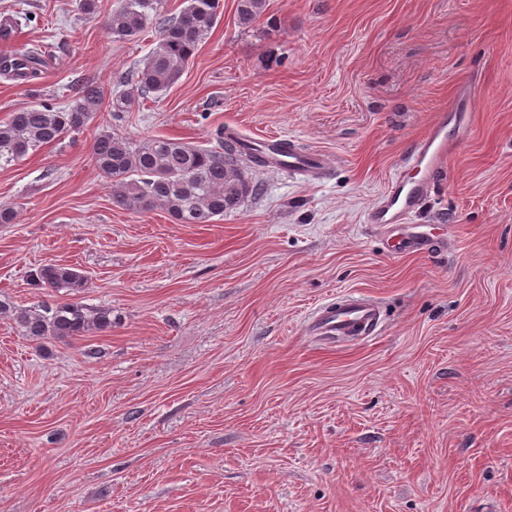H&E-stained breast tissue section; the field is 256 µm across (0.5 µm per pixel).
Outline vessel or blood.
<instances>
[{
  "label": "vessel or blood",
  "mask_w": 512,
  "mask_h": 512,
  "mask_svg": "<svg viewBox=\"0 0 512 512\" xmlns=\"http://www.w3.org/2000/svg\"><path fill=\"white\" fill-rule=\"evenodd\" d=\"M276 137H267L272 162H286L297 175L315 177L324 173L328 163L322 153L291 147L287 157L275 152ZM460 146L448 133L447 113H438L428 131L415 143L408 159L407 173H396L385 191L367 210L366 224L382 235L392 253H422L439 240L433 225L415 223L414 218L431 195L434 177ZM380 324L379 304L364 296H343L317 309L308 324L310 335L325 344L365 340L376 335Z\"/></svg>",
  "instance_id": "b4317fda"
}]
</instances>
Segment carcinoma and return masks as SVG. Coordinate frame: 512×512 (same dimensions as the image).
Masks as SVG:
<instances>
[{"mask_svg": "<svg viewBox=\"0 0 512 512\" xmlns=\"http://www.w3.org/2000/svg\"><path fill=\"white\" fill-rule=\"evenodd\" d=\"M172 15L165 0H121L105 18V26L119 40H133L147 27L157 40L125 88L104 99L92 82L71 87L69 103L48 101L11 112L0 120V166L12 165L68 134L82 131L101 107L114 114L128 112L139 99L158 95L178 83L199 46L221 18V0H186ZM266 0H237L236 17L243 27L261 16ZM41 49L18 44L0 56V71L29 80L39 76ZM218 148H202L165 136L139 142L117 131H104L93 141L91 154L99 173L112 183V202L134 214L165 210L180 224H209L239 209L258 190L245 165L265 164L249 144L224 140ZM34 285L67 296L88 287V276L73 265L45 264L33 274ZM13 320L23 335L34 340L89 336L112 329V309L65 300L40 312L15 309Z\"/></svg>", "mask_w": 512, "mask_h": 512, "instance_id": "obj_1", "label": "carcinoma"}]
</instances>
